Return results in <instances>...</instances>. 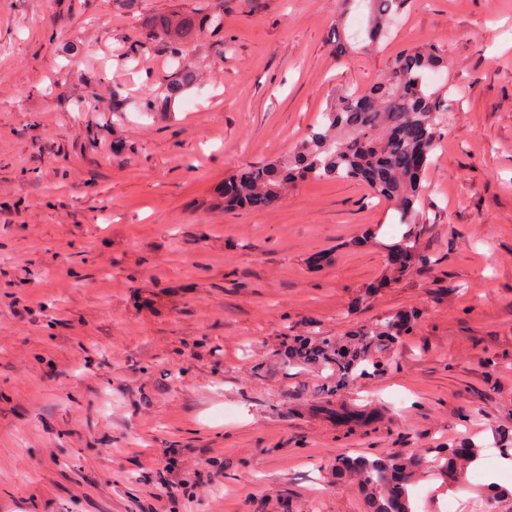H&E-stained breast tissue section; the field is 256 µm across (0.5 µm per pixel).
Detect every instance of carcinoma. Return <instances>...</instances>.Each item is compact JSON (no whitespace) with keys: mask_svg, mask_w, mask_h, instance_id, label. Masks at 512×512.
Wrapping results in <instances>:
<instances>
[{"mask_svg":"<svg viewBox=\"0 0 512 512\" xmlns=\"http://www.w3.org/2000/svg\"><path fill=\"white\" fill-rule=\"evenodd\" d=\"M369 11L367 43L389 37L393 21L408 0H363ZM224 15L197 7L189 13L157 15L146 22L142 39L128 47L134 60L149 41H161L171 57H178L184 43L201 34H219ZM442 61L433 48L415 49L395 57L390 77L367 92L349 91L322 113V122L300 144L291 158L254 166L224 180V207L263 208L281 198L288 186L303 179H340L364 182L372 195L391 203L401 218L420 219L423 181L431 157L439 146L444 104L427 81V72ZM196 83L189 70L174 73L165 90L142 108L152 112ZM429 257L414 236L396 247L390 271L403 273L425 264ZM363 347L378 339L404 336L396 315L358 332ZM442 467L462 477L480 459L479 448L437 449ZM423 459L411 455L336 457V479L357 486L365 512H415L411 488L421 480Z\"/></svg>","mask_w":512,"mask_h":512,"instance_id":"cac0c4a2","label":"carcinoma"}]
</instances>
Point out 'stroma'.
<instances>
[{"mask_svg":"<svg viewBox=\"0 0 512 512\" xmlns=\"http://www.w3.org/2000/svg\"><path fill=\"white\" fill-rule=\"evenodd\" d=\"M197 2L0 0V512H155L169 448L179 470L213 464L167 512H364L338 454L432 469L435 449L512 433V0H409L368 50L342 46L361 5L209 0L221 36L177 64L159 42L126 60L147 18ZM423 45L448 107L414 226L429 266L378 288L407 227L361 182L224 208L225 177L292 155L338 95ZM179 65L202 80L140 111ZM407 309L412 333L337 394L333 365L281 352ZM453 481L422 482L419 512Z\"/></svg>","mask_w":512,"mask_h":512,"instance_id":"stroma-1","label":"stroma"}]
</instances>
